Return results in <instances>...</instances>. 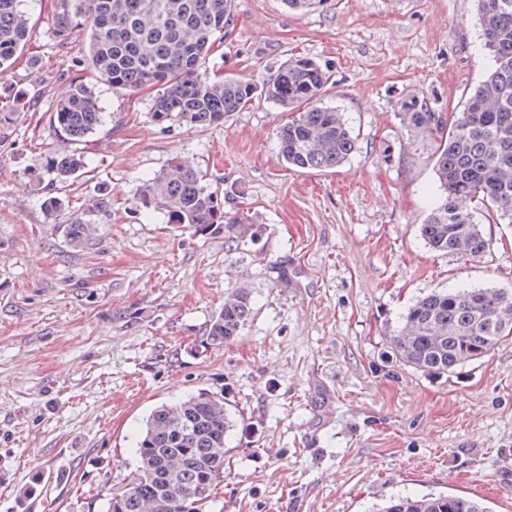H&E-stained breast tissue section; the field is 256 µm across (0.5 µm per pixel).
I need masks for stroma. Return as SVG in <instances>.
I'll list each match as a JSON object with an SVG mask.
<instances>
[{"label":"stroma","instance_id":"35a3bbf8","mask_svg":"<svg viewBox=\"0 0 512 512\" xmlns=\"http://www.w3.org/2000/svg\"><path fill=\"white\" fill-rule=\"evenodd\" d=\"M56 0H23L25 51L0 76V512H102L136 467L151 409L201 390L237 427L204 512H377L397 495L456 493L512 512V339L448 376L396 359L390 338L420 296L512 290V224H484V258L431 251L435 137L400 105L461 110L491 65L474 0H234L208 72L267 79L313 58L354 153L330 170L288 166V112L255 99L226 122L152 119L155 92L112 88L61 40ZM74 78L102 124L68 148L76 178L46 168L51 115ZM174 160L224 196L230 231H176L139 198ZM61 201L58 209L46 198ZM93 224L72 245L62 227ZM241 335L206 344L237 288Z\"/></svg>","mask_w":512,"mask_h":512}]
</instances>
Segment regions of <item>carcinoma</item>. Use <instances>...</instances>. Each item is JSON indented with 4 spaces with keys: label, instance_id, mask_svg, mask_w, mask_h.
<instances>
[{
    "label": "carcinoma",
    "instance_id": "1",
    "mask_svg": "<svg viewBox=\"0 0 512 512\" xmlns=\"http://www.w3.org/2000/svg\"><path fill=\"white\" fill-rule=\"evenodd\" d=\"M21 0H0V73L23 53L30 19ZM57 0L60 32L84 37L88 66L114 88L159 89L152 118L158 123L210 125L224 122L254 99L264 97L289 110L301 108L280 129L282 158L291 166L332 169L345 162L356 139L344 113L321 97L330 74L309 57L288 59L272 78L212 77L202 70L231 20L233 0ZM484 49L493 66L471 91L463 108L448 117L426 102L401 104L416 133L448 128L437 156L440 188L420 236L433 251L480 259L490 250L467 200L486 214L512 223V0H476ZM62 142L81 139L102 122L93 87L72 80L59 94L52 117ZM55 178L67 181L85 168L80 155L63 150L49 157ZM146 208L162 210L183 229L228 228L219 190L203 175L173 161L141 190ZM68 240L81 244L95 234L92 224H65ZM252 294L238 288L224 297L207 332L222 346L239 336L253 314ZM512 332V292L503 288H456L417 299L391 337L399 361L429 376H444L486 356ZM234 423L224 397L188 395L155 408L135 438L136 468L127 484L107 498L106 512H202L224 481V448ZM382 512H487L475 499L455 494L391 498Z\"/></svg>",
    "mask_w": 512,
    "mask_h": 512
}]
</instances>
